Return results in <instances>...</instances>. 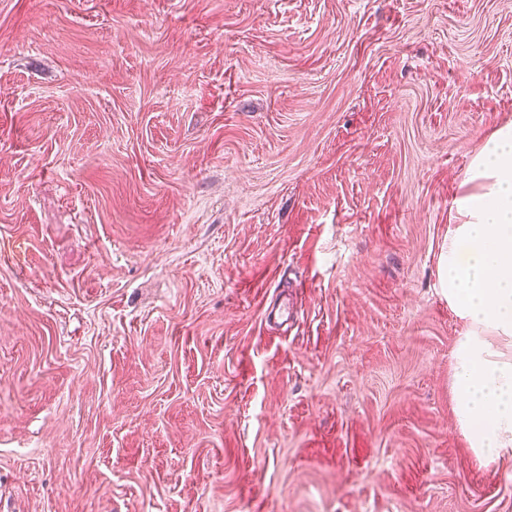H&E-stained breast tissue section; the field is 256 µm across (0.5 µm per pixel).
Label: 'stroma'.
<instances>
[{"instance_id": "1", "label": "stroma", "mask_w": 512, "mask_h": 512, "mask_svg": "<svg viewBox=\"0 0 512 512\" xmlns=\"http://www.w3.org/2000/svg\"><path fill=\"white\" fill-rule=\"evenodd\" d=\"M509 122L512 0H0V512H512L436 275Z\"/></svg>"}]
</instances>
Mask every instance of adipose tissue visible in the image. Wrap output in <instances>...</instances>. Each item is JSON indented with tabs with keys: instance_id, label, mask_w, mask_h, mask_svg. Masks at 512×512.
Masks as SVG:
<instances>
[{
	"instance_id": "adipose-tissue-1",
	"label": "adipose tissue",
	"mask_w": 512,
	"mask_h": 512,
	"mask_svg": "<svg viewBox=\"0 0 512 512\" xmlns=\"http://www.w3.org/2000/svg\"><path fill=\"white\" fill-rule=\"evenodd\" d=\"M437 277L464 325L452 352L454 415L475 455L512 450V123L472 158L453 201Z\"/></svg>"
}]
</instances>
